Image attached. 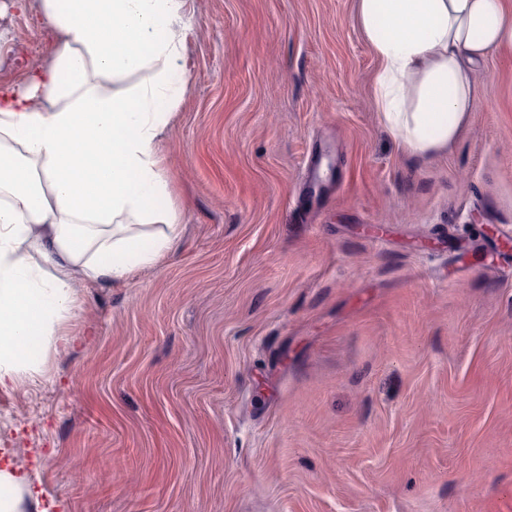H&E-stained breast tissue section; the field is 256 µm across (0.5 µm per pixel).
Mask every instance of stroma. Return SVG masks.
Returning a JSON list of instances; mask_svg holds the SVG:
<instances>
[{
	"label": "stroma",
	"mask_w": 512,
	"mask_h": 512,
	"mask_svg": "<svg viewBox=\"0 0 512 512\" xmlns=\"http://www.w3.org/2000/svg\"><path fill=\"white\" fill-rule=\"evenodd\" d=\"M184 28L181 238L80 288L0 387V452L48 512H512V53L416 161L356 0H186ZM52 56L39 0H0V87Z\"/></svg>",
	"instance_id": "1"
}]
</instances>
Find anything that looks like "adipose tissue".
Segmentation results:
<instances>
[{"mask_svg":"<svg viewBox=\"0 0 512 512\" xmlns=\"http://www.w3.org/2000/svg\"><path fill=\"white\" fill-rule=\"evenodd\" d=\"M185 0H40L55 52L0 88V386L40 373L74 285L125 282L180 238L157 142L180 97ZM374 101L409 156L451 148L472 75L512 51V0H357Z\"/></svg>","mask_w":512,"mask_h":512,"instance_id":"obj_1","label":"adipose tissue"}]
</instances>
